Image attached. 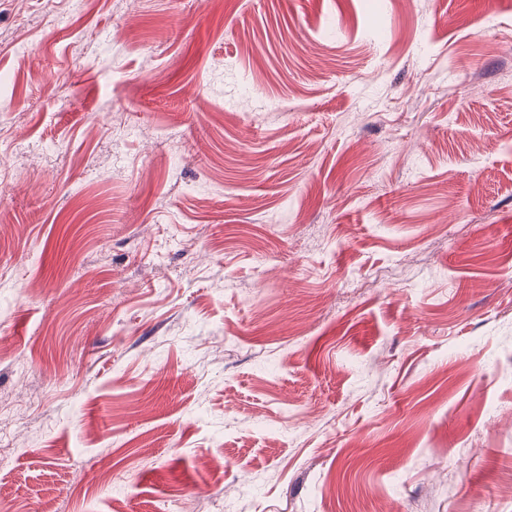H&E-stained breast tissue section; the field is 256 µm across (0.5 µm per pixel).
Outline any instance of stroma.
Segmentation results:
<instances>
[{
    "mask_svg": "<svg viewBox=\"0 0 512 512\" xmlns=\"http://www.w3.org/2000/svg\"><path fill=\"white\" fill-rule=\"evenodd\" d=\"M0 131L1 502L512 512V0H0Z\"/></svg>",
    "mask_w": 512,
    "mask_h": 512,
    "instance_id": "obj_1",
    "label": "stroma"
}]
</instances>
